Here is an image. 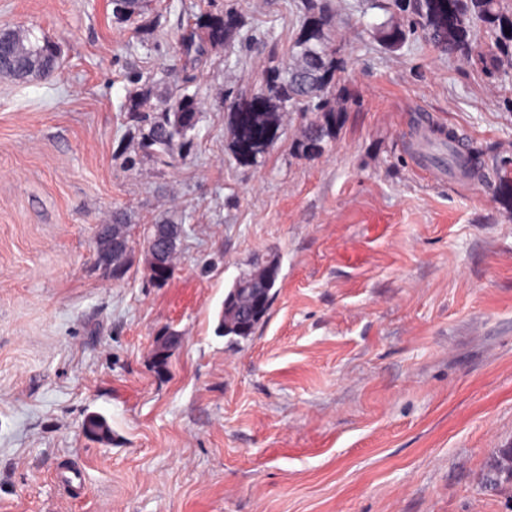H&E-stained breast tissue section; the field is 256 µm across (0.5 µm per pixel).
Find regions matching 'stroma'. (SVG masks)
<instances>
[{
    "instance_id": "35a3bbf8",
    "label": "stroma",
    "mask_w": 512,
    "mask_h": 512,
    "mask_svg": "<svg viewBox=\"0 0 512 512\" xmlns=\"http://www.w3.org/2000/svg\"><path fill=\"white\" fill-rule=\"evenodd\" d=\"M303 0H152L150 50L112 0H0V26L61 48L58 75L0 76V512H512L490 465L512 448V194L426 174L420 119L463 132L485 169L512 161V86L416 40L382 10L331 0L343 120L321 153L281 115L262 164L230 150L224 95L286 61ZM231 5L274 40L179 71L181 21ZM199 92L185 163L141 155L128 76ZM184 222L155 287L141 246L106 280L97 225ZM278 253L266 321L217 333L236 279ZM176 332L164 371L156 340ZM112 440H89L88 415ZM86 474L79 498L55 475Z\"/></svg>"
}]
</instances>
